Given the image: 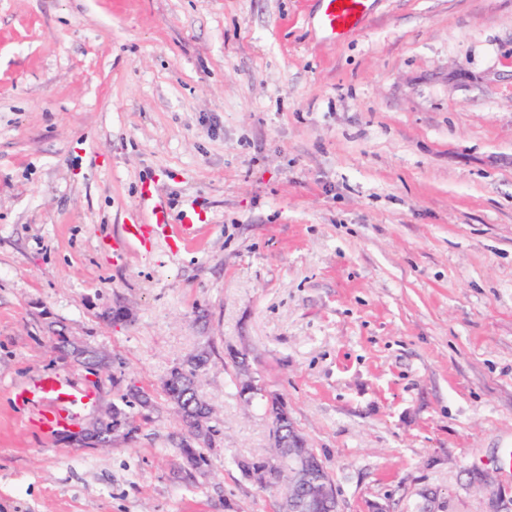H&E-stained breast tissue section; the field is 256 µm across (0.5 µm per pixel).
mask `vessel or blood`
Here are the masks:
<instances>
[{
	"label": "vessel or blood",
	"instance_id": "obj_1",
	"mask_svg": "<svg viewBox=\"0 0 512 512\" xmlns=\"http://www.w3.org/2000/svg\"><path fill=\"white\" fill-rule=\"evenodd\" d=\"M320 24L334 40H343L368 16L371 0H321ZM39 414L48 430L66 428L88 400L86 388L58 375L42 377L35 385Z\"/></svg>",
	"mask_w": 512,
	"mask_h": 512
}]
</instances>
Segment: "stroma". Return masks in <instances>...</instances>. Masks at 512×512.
I'll return each mask as SVG.
<instances>
[{
  "instance_id": "1",
  "label": "stroma",
  "mask_w": 512,
  "mask_h": 512,
  "mask_svg": "<svg viewBox=\"0 0 512 512\" xmlns=\"http://www.w3.org/2000/svg\"><path fill=\"white\" fill-rule=\"evenodd\" d=\"M320 12L0 0V512H276L290 471L236 466L273 457V397L339 512H512V0H373L339 43ZM157 204L176 246L125 244ZM202 350L188 485L164 381ZM50 373L92 391L81 423L151 405L77 449L19 397ZM194 408L190 412H186L182 416V422L186 427V436L184 435L179 445V453L182 458V465L178 470L181 475L179 478L187 484L195 483L197 475L203 472V466L206 465V458L204 456L202 446L200 444H206L210 439L212 426L209 425L208 432L201 435L193 425L189 424V419L192 417ZM184 460H188L185 463ZM184 463V466H183Z\"/></svg>"
}]
</instances>
